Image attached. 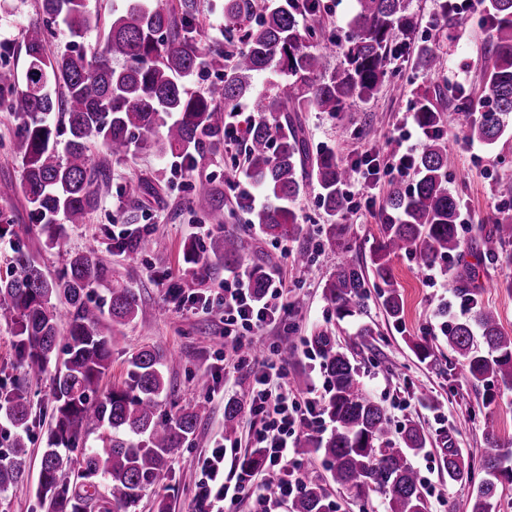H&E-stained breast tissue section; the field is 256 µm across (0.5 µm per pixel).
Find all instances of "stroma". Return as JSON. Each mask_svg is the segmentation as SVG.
Listing matches in <instances>:
<instances>
[{
  "instance_id": "35a3bbf8",
  "label": "stroma",
  "mask_w": 512,
  "mask_h": 512,
  "mask_svg": "<svg viewBox=\"0 0 512 512\" xmlns=\"http://www.w3.org/2000/svg\"><path fill=\"white\" fill-rule=\"evenodd\" d=\"M416 26L411 32L395 31L394 46L401 52L392 56V75L369 100L351 102L344 112L301 113L311 152L333 150L338 160L351 164L364 154L386 155L391 139L412 130L407 146L421 152L426 140L415 133V105L428 95L444 114V128L454 143L453 163L448 169V189L459 201L462 246L459 254L422 267L418 257L399 256L392 270L403 299L401 325L388 321L376 291H369L361 314L337 319L323 296V289L336 266L349 259L369 262L370 252L380 239L386 199L390 191L410 189L414 176L384 175L379 180L356 182L353 192L361 204L348 210L346 226L348 251H341L325 239L326 215L318 190L307 187L294 204L297 222L303 227L298 239L275 242L247 222L238 202L249 181L244 173L229 177L235 163L243 162L240 147L234 146L206 159L197 169L175 172L174 159L159 157L153 150L137 149L128 157H112L103 144L93 151L108 167L99 184L100 205L86 223L67 225L60 244L45 248L30 217L31 207L23 195L0 200V215L8 220L13 234L0 239V275L5 274L14 243H21L50 272H59L68 253L91 252L112 269V277L135 288L141 311L135 323L122 327L112 347L109 379L121 382L127 376L128 358L135 349L148 345L174 354L164 367L165 378L174 388L178 405H202L206 413L194 436L169 459L159 481L147 489L137 512H157L165 502L169 512H192L197 483L202 474L199 456L207 454L224 436V406L236 398L252 379L233 369L224 359V313L192 309L186 296L208 290L219 292L223 273L207 277L193 275L185 259L184 246L190 240L206 242L210 216L204 200L195 192L198 180H207L224 192V229L243 236L248 250L239 274L255 264L277 274L288 293L289 307L283 320L265 330L260 349L283 363L290 379H303L301 396L327 400V379L311 343L312 336H332L360 370L364 386L385 407L392 431H399L405 419L424 429L427 445L412 463L427 489L429 512H471L472 488L452 483L442 466L445 448L456 449L464 462H477L486 446L483 421L492 415L503 445L512 446V389L490 381L471 384L460 360L448 348L441 330L438 308L452 303V287L467 278L480 289L481 301L494 310L503 331L512 335V243L499 248L494 258H485L480 239L493 224L512 217V117L507 130L494 144L469 140L465 113L457 109L458 99L449 84H461L465 93L478 97L482 79V57L487 34V12L483 4L473 11L446 20L440 0H410ZM40 17V0H0V46L6 48L5 62L23 66V37L27 27ZM432 46L440 57L438 70L419 67L414 46ZM374 127L373 137L363 136ZM17 121L12 113L0 112V183H18L20 158L14 144ZM143 183V191L128 195L129 181ZM116 224H133L142 236H163L167 248L143 253L113 238ZM308 250L310 262L300 265L296 255ZM370 325L374 334L360 341L357 330ZM427 337L436 343L435 362H420L410 348L414 338ZM432 391L436 402L429 405L418 397L419 389ZM494 394L497 404L486 411L483 400ZM33 422L27 434L30 472L27 481L0 495V512H46L39 496V470L53 406L50 375L28 382ZM260 421L250 413L240 418L236 442L224 450V485L235 495L234 512H255L248 477L239 460L249 452ZM304 475L319 481L337 512H386L381 494H371L361 504L353 494L338 488L320 456L298 457Z\"/></svg>"
}]
</instances>
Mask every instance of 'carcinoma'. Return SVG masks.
Listing matches in <instances>:
<instances>
[{"label": "carcinoma", "instance_id": "carcinoma-1", "mask_svg": "<svg viewBox=\"0 0 512 512\" xmlns=\"http://www.w3.org/2000/svg\"><path fill=\"white\" fill-rule=\"evenodd\" d=\"M349 22L344 66L327 73V59L336 40L320 20L321 0H224V32L238 33L234 52L207 57L199 50L201 31L197 0H127L124 14L103 27L102 16L88 0H41V20L24 34L23 74L0 66V111L20 123L16 149L21 158L17 185L0 186V199L21 191L33 208L38 234L47 247L60 244L68 224H82L98 206L97 183L106 171L94 157L95 143L114 157L152 146L161 156L181 159L193 170L224 148L225 113L252 90V78L269 72L272 62L291 77L289 86L274 80L260 100L259 119L244 133L245 175L265 203L244 199L249 224L275 240L293 239L302 228L292 203L310 182L316 183L324 213L347 212L350 200L343 186L353 169L331 150L310 156L304 130L293 112L316 110L338 114L356 99L375 95L391 72L394 29L410 30L414 20L409 0H357ZM484 55L483 110L467 128V136L485 144L504 133L503 116L512 114V0H488ZM256 22H251L252 17ZM63 25L71 38L63 50L47 48L51 26ZM104 29L103 40L90 49H76L91 30ZM438 55L429 46L416 50V60L432 70ZM223 63V78L206 91L192 94L184 79ZM415 120L432 131L443 115L427 96L417 100ZM452 160L448 139L432 136L412 159L417 180L407 192L392 191L386 201L381 239L365 269L341 264L324 286V297L343 320L355 315L379 291L386 316L402 322L403 300L396 287L392 259L416 254L430 265L459 252L457 198L448 191ZM199 192L217 225L224 220V192L199 185ZM512 242V217L497 221L483 240L493 256ZM185 252L202 277L221 268H235L245 255L243 239L216 234L203 244L190 241ZM256 296L268 279L262 266L248 271ZM112 271L93 253L69 255L52 276L30 253L16 246L0 276V322L16 327L13 349L25 373L41 376L54 367V405L46 448L40 462L39 488L50 512H136L142 493L160 478L168 459L194 435L202 408L180 407L161 412L171 395L163 367L171 361L155 347L133 351L127 378L103 384L111 367L112 344L121 326L140 313L135 289L117 285L101 301L94 290L107 284ZM454 297L475 310L473 320L446 324L448 347L462 360L476 384L491 378L512 388V336L498 316L479 301L480 290L460 284ZM327 375L329 398L324 409L332 430L325 438L297 441L299 454H321L332 480L362 503L370 494L385 497L388 512H428L411 458L425 448L422 428L408 419L400 436L391 439L383 406L364 387L356 364L328 336L314 337ZM421 362L435 357L427 338L412 343ZM248 392L224 407V438L236 439L238 417ZM0 411L16 430L10 456L0 457V492L23 481L28 450L24 439L31 417L28 391L20 383L0 391ZM97 435L99 443L89 442ZM488 448L475 479L471 465L447 449L443 467L448 481L473 487L471 512H495L506 485H512V448L503 447L486 425ZM79 455L72 456L73 452ZM262 450L252 449L240 461L245 473L264 467ZM291 512H334L324 487L302 484Z\"/></svg>", "mask_w": 512, "mask_h": 512}]
</instances>
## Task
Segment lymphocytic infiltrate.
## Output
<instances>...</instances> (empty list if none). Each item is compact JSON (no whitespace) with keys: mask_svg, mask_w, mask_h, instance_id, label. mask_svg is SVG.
<instances>
[{"mask_svg":"<svg viewBox=\"0 0 512 512\" xmlns=\"http://www.w3.org/2000/svg\"><path fill=\"white\" fill-rule=\"evenodd\" d=\"M214 301L224 310V344L233 357L234 369L253 375L249 411L263 421L262 428L253 436V445L265 450V469L275 476L274 482L265 485L263 494L258 495L256 504L259 512H273L274 507L294 498L301 490L302 481L296 477L289 458L290 447L299 429L319 430L318 401L310 398L298 403L285 366L269 358L256 360L247 352L256 335L276 323L288 308L279 278H272L265 293L257 297L242 275H229L224 279L223 294L215 296ZM198 465L203 480L196 512H226L223 445L213 446Z\"/></svg>","mask_w":512,"mask_h":512,"instance_id":"obj_1","label":"lymphocytic infiltrate"}]
</instances>
